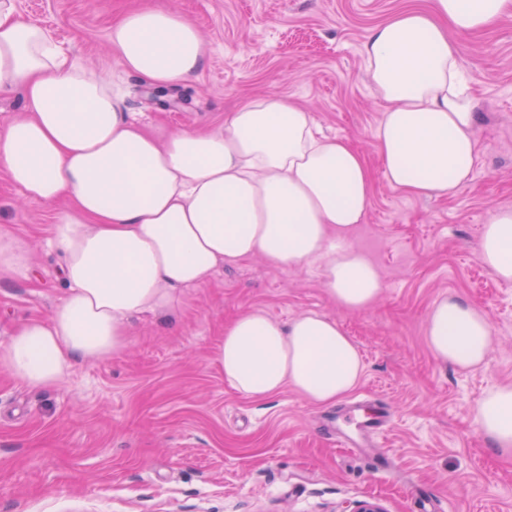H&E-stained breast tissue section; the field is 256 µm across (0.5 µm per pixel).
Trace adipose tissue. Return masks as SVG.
<instances>
[{"label":"adipose tissue","mask_w":512,"mask_h":512,"mask_svg":"<svg viewBox=\"0 0 512 512\" xmlns=\"http://www.w3.org/2000/svg\"><path fill=\"white\" fill-rule=\"evenodd\" d=\"M509 13L512 0H431L371 30L361 55L383 104L375 142L392 186L449 197L471 181L480 114L454 36ZM109 42L122 68L157 88L198 75L205 57L196 25L160 5L125 14ZM16 88L23 110L0 123V168L24 198L56 208L67 285L52 316L29 318L0 341V368L28 388L119 357L134 317L172 314L183 289L258 255L320 265L330 296L348 311L380 296L376 266L348 244L373 203L371 169L289 98L250 100L209 132L146 131L105 77L71 63L14 0H0V94ZM480 253L512 281V208L485 225ZM426 343L436 359L470 370L489 355L491 325L451 295L430 311ZM214 360L243 395L289 387L320 404L343 397L364 372L351 338L316 312L285 323L258 310L240 314ZM478 419L495 452L512 453V385L487 393Z\"/></svg>","instance_id":"1"}]
</instances>
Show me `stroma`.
I'll list each match as a JSON object with an SVG mask.
<instances>
[{"instance_id":"1","label":"stroma","mask_w":512,"mask_h":512,"mask_svg":"<svg viewBox=\"0 0 512 512\" xmlns=\"http://www.w3.org/2000/svg\"><path fill=\"white\" fill-rule=\"evenodd\" d=\"M143 0H15L80 66L107 71L126 108L152 128L213 129L251 97L276 92L304 105L322 132L367 157L373 204L351 236L383 288L362 312L330 297L317 267L262 257L217 269L185 289L172 318H137L126 351L85 362L62 383L31 389L0 370V512H349L376 499L386 512H512V456L493 453L476 420L479 400L512 384V281L482 264L478 242L512 208V16L457 35L481 119L472 181L452 197H414L384 178L374 133L382 105L362 66L370 29L429 0H154L199 28L206 56L176 107L152 103L123 71L108 33ZM54 212L24 199L0 169V226L26 239L33 263L0 276V341L22 320L62 303L61 259L49 241ZM456 295L489 318L485 363L460 371L425 341L430 309ZM259 309L287 321L336 319L364 373L341 400L319 405L292 389L253 399L214 364L224 327ZM386 405L376 448H348L342 414ZM388 458L375 471L374 452Z\"/></svg>"}]
</instances>
